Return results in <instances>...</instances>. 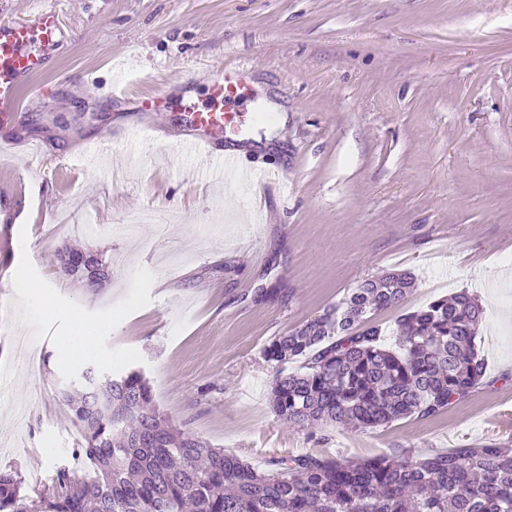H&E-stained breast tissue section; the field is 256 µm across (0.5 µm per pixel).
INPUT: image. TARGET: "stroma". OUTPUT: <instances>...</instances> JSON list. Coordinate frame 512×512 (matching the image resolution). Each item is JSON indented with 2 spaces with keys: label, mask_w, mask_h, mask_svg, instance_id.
<instances>
[{
  "label": "stroma",
  "mask_w": 512,
  "mask_h": 512,
  "mask_svg": "<svg viewBox=\"0 0 512 512\" xmlns=\"http://www.w3.org/2000/svg\"><path fill=\"white\" fill-rule=\"evenodd\" d=\"M59 2L68 41L31 79L57 106L31 103L0 154V470L90 472L59 394L90 367L142 371L171 423L262 470L287 453L512 448V0ZM243 63L226 136L276 130L256 123L262 93L288 121L281 149L249 150L221 182L180 153L176 113L111 104L100 90L148 96L192 79L203 102L210 76ZM88 72L100 87L83 83ZM141 122L150 134L124 136ZM100 139L112 152H88ZM267 166L283 170L287 195L254 189ZM148 207L165 230L127 235L126 217ZM69 247L102 257L108 281L64 276L57 254ZM392 269L417 286L374 317L389 343L400 315L477 295L479 384L438 415L374 429L283 423L263 347ZM18 270L42 282L52 309L13 287ZM78 321L93 325L97 352L69 364L59 348Z\"/></svg>",
  "instance_id": "obj_1"
}]
</instances>
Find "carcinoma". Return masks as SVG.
I'll list each match as a JSON object with an SVG mask.
<instances>
[{
    "label": "carcinoma",
    "instance_id": "cac0c4a2",
    "mask_svg": "<svg viewBox=\"0 0 512 512\" xmlns=\"http://www.w3.org/2000/svg\"><path fill=\"white\" fill-rule=\"evenodd\" d=\"M97 257L72 276L96 280ZM416 280L393 271L365 279L338 303L262 350L273 369L271 406L291 426L367 429L434 416L484 376L475 340L484 311L462 291L405 313L398 342L383 343L374 315ZM304 360V370L286 365ZM82 433L76 453L93 476L57 471L31 495L19 473L0 472V512H512V448L466 445L425 459L375 456L340 462L283 455L260 470L173 428L142 373L114 374L77 399L62 391Z\"/></svg>",
    "mask_w": 512,
    "mask_h": 512
}]
</instances>
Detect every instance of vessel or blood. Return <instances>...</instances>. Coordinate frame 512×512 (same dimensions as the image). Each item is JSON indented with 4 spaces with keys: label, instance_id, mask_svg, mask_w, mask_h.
Wrapping results in <instances>:
<instances>
[{
    "label": "vessel or blood",
    "instance_id": "1",
    "mask_svg": "<svg viewBox=\"0 0 512 512\" xmlns=\"http://www.w3.org/2000/svg\"><path fill=\"white\" fill-rule=\"evenodd\" d=\"M68 40L56 0H44L32 17L0 23V129L22 121L20 93L36 72L49 69ZM250 67L238 65L208 81V102L197 105L192 84L162 87L153 96L142 98L144 112H177L185 136L182 150L192 153L200 170L223 176L240 170V157L225 148L224 128L235 121V105L249 76Z\"/></svg>",
    "mask_w": 512,
    "mask_h": 512
}]
</instances>
